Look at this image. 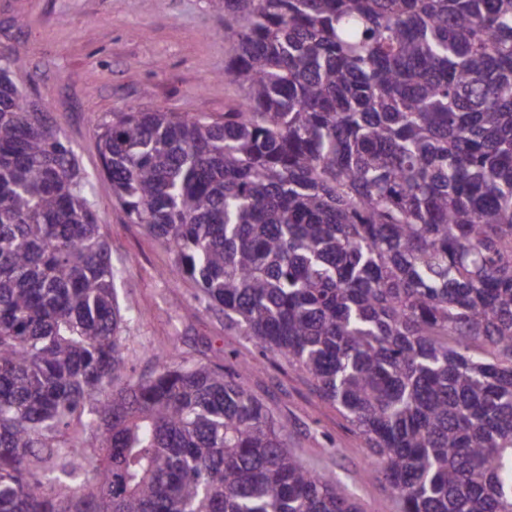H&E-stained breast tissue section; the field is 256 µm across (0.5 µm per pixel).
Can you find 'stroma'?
I'll return each instance as SVG.
<instances>
[{
    "instance_id": "stroma-1",
    "label": "stroma",
    "mask_w": 512,
    "mask_h": 512,
    "mask_svg": "<svg viewBox=\"0 0 512 512\" xmlns=\"http://www.w3.org/2000/svg\"><path fill=\"white\" fill-rule=\"evenodd\" d=\"M24 47L15 82L72 146L120 271L119 302L131 310L129 375H152L170 349L182 358L231 367L248 363V388L288 421V444L322 475L339 481L358 512H397L366 473L360 432L322 400L298 370L259 353L196 300L189 279L172 275L173 256L130 223L100 176L98 134L112 113L160 107L220 120L240 104L224 79V16L209 0H0V53Z\"/></svg>"
}]
</instances>
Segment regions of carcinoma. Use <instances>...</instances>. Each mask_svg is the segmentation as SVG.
<instances>
[{"label":"carcinoma","instance_id":"carcinoma-1","mask_svg":"<svg viewBox=\"0 0 512 512\" xmlns=\"http://www.w3.org/2000/svg\"><path fill=\"white\" fill-rule=\"evenodd\" d=\"M243 105L112 113V196L356 427L398 512H512V0H210ZM0 58V512H357L236 369L126 380L76 155Z\"/></svg>","mask_w":512,"mask_h":512}]
</instances>
